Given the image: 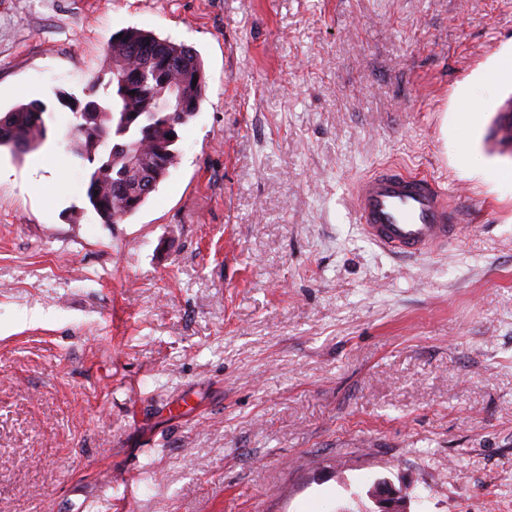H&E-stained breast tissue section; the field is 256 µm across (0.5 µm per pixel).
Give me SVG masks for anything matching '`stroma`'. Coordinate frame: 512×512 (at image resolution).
Instances as JSON below:
<instances>
[{"mask_svg":"<svg viewBox=\"0 0 512 512\" xmlns=\"http://www.w3.org/2000/svg\"><path fill=\"white\" fill-rule=\"evenodd\" d=\"M135 28L206 80L178 165L101 223L71 110ZM512 0H0V512H512V144L480 84ZM467 92L477 111L455 109ZM386 164L457 240L408 260L354 218ZM46 111L45 103L33 100L0 113V148L18 156L40 147L47 139ZM372 496L377 507L372 512H407L403 498L394 489L388 492L382 483L374 488Z\"/></svg>","mask_w":512,"mask_h":512,"instance_id":"35a3bbf8","label":"stroma"}]
</instances>
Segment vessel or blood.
Instances as JSON below:
<instances>
[{
    "label": "vessel or blood",
    "instance_id": "1",
    "mask_svg": "<svg viewBox=\"0 0 512 512\" xmlns=\"http://www.w3.org/2000/svg\"><path fill=\"white\" fill-rule=\"evenodd\" d=\"M353 210L365 236L382 250L426 257L461 229L447 193L429 175L384 165L353 188Z\"/></svg>",
    "mask_w": 512,
    "mask_h": 512
}]
</instances>
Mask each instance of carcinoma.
Masks as SVG:
<instances>
[{"instance_id":"obj_1","label":"carcinoma","mask_w":512,"mask_h":512,"mask_svg":"<svg viewBox=\"0 0 512 512\" xmlns=\"http://www.w3.org/2000/svg\"><path fill=\"white\" fill-rule=\"evenodd\" d=\"M112 36L110 76L93 78L79 101L85 131L68 150L89 169L85 197L103 224H120L146 203L142 183L159 185L178 163L180 130L199 110L205 77L194 49L138 29ZM195 75L197 83L186 79ZM185 103L167 112L171 92ZM47 106L40 100L0 114V148L15 155L47 139Z\"/></svg>"}]
</instances>
